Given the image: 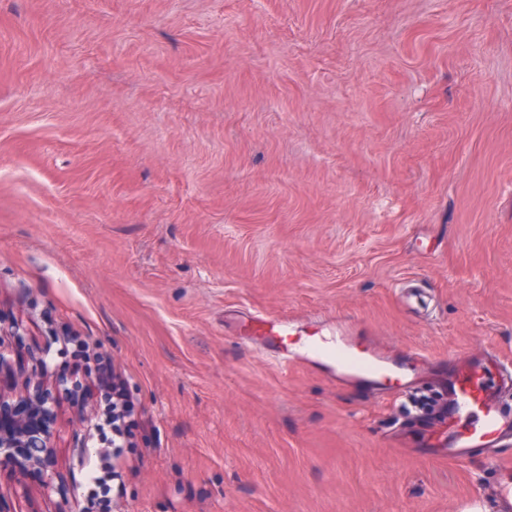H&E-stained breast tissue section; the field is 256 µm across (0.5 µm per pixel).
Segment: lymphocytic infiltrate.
Wrapping results in <instances>:
<instances>
[{
  "label": "lymphocytic infiltrate",
  "instance_id": "obj_1",
  "mask_svg": "<svg viewBox=\"0 0 512 512\" xmlns=\"http://www.w3.org/2000/svg\"><path fill=\"white\" fill-rule=\"evenodd\" d=\"M44 353L46 363L66 359L74 372L90 379V387L76 382L65 391L66 401L76 412H84L88 398L97 400L88 433L95 453L83 464V512H120L125 477L137 465L130 451L145 426L129 395L128 379L110 353L102 351L90 337L67 328Z\"/></svg>",
  "mask_w": 512,
  "mask_h": 512
}]
</instances>
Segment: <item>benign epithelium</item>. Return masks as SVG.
<instances>
[{
	"instance_id": "7a95c632",
	"label": "benign epithelium",
	"mask_w": 512,
	"mask_h": 512,
	"mask_svg": "<svg viewBox=\"0 0 512 512\" xmlns=\"http://www.w3.org/2000/svg\"><path fill=\"white\" fill-rule=\"evenodd\" d=\"M16 335L18 330L6 332L0 326V417H8L13 423L11 431H0V471L8 472L22 486L30 476L44 469L51 454V429L33 431L30 421L56 415V401L39 363L21 382L4 383V375L14 373L5 338Z\"/></svg>"
}]
</instances>
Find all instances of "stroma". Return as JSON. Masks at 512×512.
<instances>
[{"mask_svg":"<svg viewBox=\"0 0 512 512\" xmlns=\"http://www.w3.org/2000/svg\"><path fill=\"white\" fill-rule=\"evenodd\" d=\"M343 322L417 382L512 359V0H0V316L112 354L148 425L122 512H495L408 402L281 371L226 317ZM87 423L50 485L79 512Z\"/></svg>","mask_w":512,"mask_h":512,"instance_id":"35a3bbf8","label":"stroma"}]
</instances>
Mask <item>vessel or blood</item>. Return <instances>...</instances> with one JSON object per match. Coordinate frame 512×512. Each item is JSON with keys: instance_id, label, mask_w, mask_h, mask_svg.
<instances>
[{"instance_id": "1", "label": "vessel or blood", "mask_w": 512, "mask_h": 512, "mask_svg": "<svg viewBox=\"0 0 512 512\" xmlns=\"http://www.w3.org/2000/svg\"><path fill=\"white\" fill-rule=\"evenodd\" d=\"M240 341L261 343L282 369L308 362L326 369L330 379L350 384L395 383L405 388L409 374L395 359L375 351L353 352L323 336L300 344L288 340V323L269 313H249L237 328ZM512 360L493 348L448 360V380L441 389L440 413L416 421L409 434L423 454L465 460L477 449L495 450L512 440V410L505 409V384ZM498 512H512V464L497 466Z\"/></svg>"}]
</instances>
